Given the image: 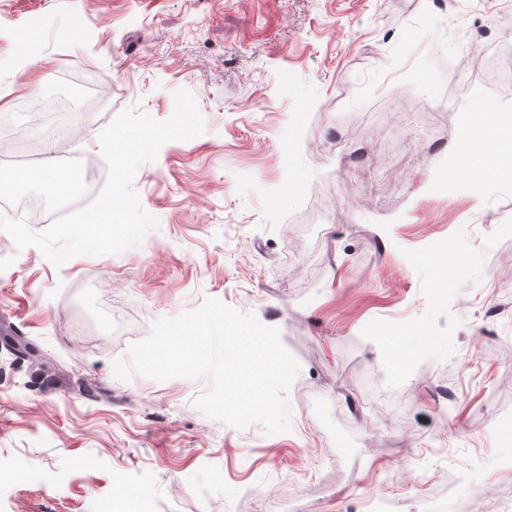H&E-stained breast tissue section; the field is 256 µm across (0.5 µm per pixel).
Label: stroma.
<instances>
[{
	"mask_svg": "<svg viewBox=\"0 0 512 512\" xmlns=\"http://www.w3.org/2000/svg\"><path fill=\"white\" fill-rule=\"evenodd\" d=\"M469 0H0V114L63 96L91 193L122 109L189 90L204 132L133 188L141 244L57 266L0 232V512H512V174L482 200L416 112L472 51ZM84 25L60 35L73 17ZM460 105L512 114L480 75ZM453 243L463 280L439 292ZM215 298L277 328L300 369L291 427L235 429L204 379H117L153 323Z\"/></svg>",
	"mask_w": 512,
	"mask_h": 512,
	"instance_id": "1",
	"label": "stroma"
}]
</instances>
